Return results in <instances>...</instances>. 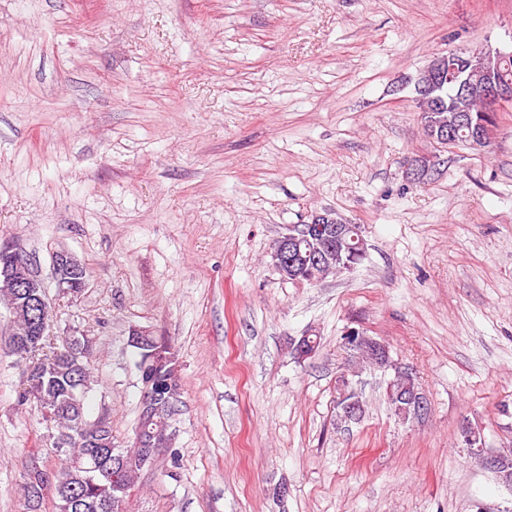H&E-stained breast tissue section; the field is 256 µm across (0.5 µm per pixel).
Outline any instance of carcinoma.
Segmentation results:
<instances>
[{"label":"carcinoma","instance_id":"cac0c4a2","mask_svg":"<svg viewBox=\"0 0 512 512\" xmlns=\"http://www.w3.org/2000/svg\"><path fill=\"white\" fill-rule=\"evenodd\" d=\"M462 66L470 81L491 75L502 82L512 83V53L497 57L495 54L463 53ZM448 70V59L435 58L428 71L421 72L415 81L416 101L423 112V133L431 138L436 130L452 131L454 143L473 146L470 131L458 123L457 117L466 112L475 122L496 124V113L482 111L480 102L457 93L453 84L424 93L422 87L433 83L438 74ZM326 254L317 266H301L294 278L296 282L313 283L324 276L338 272L347 261L358 265L364 257H353L350 246ZM0 303L12 310L8 346L14 353L29 361L27 388L21 400L32 399L40 407L43 419L56 430V451L64 455L59 468L49 470L42 457L31 454L24 466V493L30 512H39L44 492L52 489L59 501V512H116L120 492L116 483L136 485L145 469L144 457L155 460L157 449L172 447L171 421L177 412L180 397V373L177 354L162 336L141 332L145 346L136 347V366L142 388H150L156 395L152 410L141 408L135 436H140L155 448H141L131 443L125 448L115 447L112 427L87 435L85 427V401L90 389L88 358L90 350L84 339L68 337L66 346L45 353L49 330L56 321L51 304L32 309L24 299L21 288H0ZM46 324L41 336L30 332L34 321Z\"/></svg>","mask_w":512,"mask_h":512}]
</instances>
